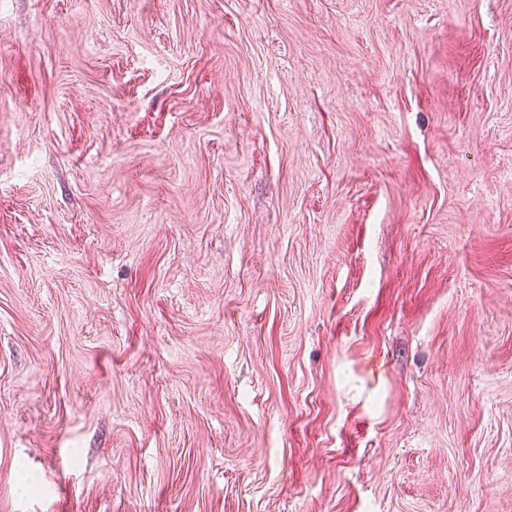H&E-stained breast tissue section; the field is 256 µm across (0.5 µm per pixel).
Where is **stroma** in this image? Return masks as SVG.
Returning a JSON list of instances; mask_svg holds the SVG:
<instances>
[{
  "mask_svg": "<svg viewBox=\"0 0 512 512\" xmlns=\"http://www.w3.org/2000/svg\"><path fill=\"white\" fill-rule=\"evenodd\" d=\"M0 512H512V0H0Z\"/></svg>",
  "mask_w": 512,
  "mask_h": 512,
  "instance_id": "1",
  "label": "stroma"
}]
</instances>
